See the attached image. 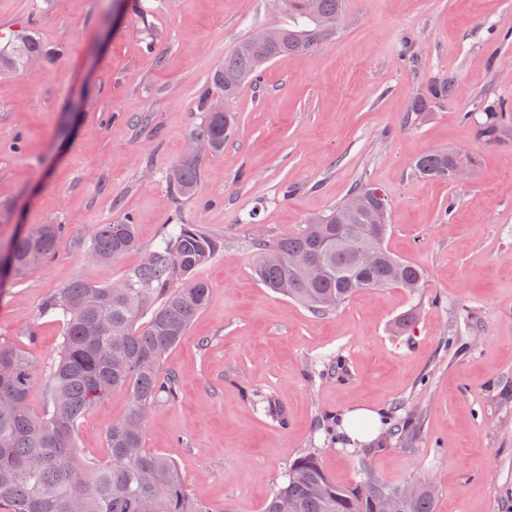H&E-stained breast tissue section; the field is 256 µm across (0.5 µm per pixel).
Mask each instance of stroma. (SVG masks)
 <instances>
[{
  "label": "stroma",
  "instance_id": "1",
  "mask_svg": "<svg viewBox=\"0 0 512 512\" xmlns=\"http://www.w3.org/2000/svg\"><path fill=\"white\" fill-rule=\"evenodd\" d=\"M112 2L0 0V37L33 32L54 53L0 78V240L66 227L54 258L0 287V339L44 370L63 331L40 316L44 299L76 279L118 281L170 225H202L224 250L199 269L208 304L164 359L178 396L145 428L191 493L264 512L312 449L345 485L364 462L392 484L433 481L436 512H512V0H348L335 35L225 101L236 132L181 198L165 175L200 121L199 90L237 42L286 17L275 0H148L145 18L131 0L112 17ZM438 78L448 98L409 120ZM481 100L506 114L490 143ZM443 149L477 152L467 183L413 177L417 156ZM362 182L388 195L387 246L424 271L423 288L361 291L318 314L256 280L255 235L296 231ZM126 215L140 251L92 260L97 226ZM271 400L287 425L268 417ZM128 404L117 390L80 419L87 458L108 460ZM356 406L383 414L373 445L329 433ZM410 413L420 430L392 437Z\"/></svg>",
  "mask_w": 512,
  "mask_h": 512
}]
</instances>
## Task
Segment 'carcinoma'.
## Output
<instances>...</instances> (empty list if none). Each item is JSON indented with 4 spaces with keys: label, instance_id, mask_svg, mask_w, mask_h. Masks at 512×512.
Masks as SVG:
<instances>
[{
    "label": "carcinoma",
    "instance_id": "1",
    "mask_svg": "<svg viewBox=\"0 0 512 512\" xmlns=\"http://www.w3.org/2000/svg\"><path fill=\"white\" fill-rule=\"evenodd\" d=\"M288 16L273 44H259L246 37L224 56V64L210 76L198 95L203 112L188 139L210 144L211 155L224 150L233 128L231 113L210 109L215 88L224 99L236 97L239 88L224 87V73L232 72L246 83L260 68L285 55L313 49L336 31V18L345 13V0H279ZM48 57L44 44L28 34L0 47V71L13 72L29 59ZM450 83L435 81L430 97L415 101L411 112L428 111L430 102L448 98ZM479 137H500L501 113L483 108ZM457 164L476 168L473 153L430 150L413 163L414 176L448 181ZM203 160L181 157L166 173L176 197L193 195L198 187ZM369 183L354 188L364 197L353 209L345 201L330 213L307 220L296 232L278 237H259L255 276L274 292L305 303L313 311H331L361 290L401 288L413 292L423 287L424 271L393 254L386 245L390 200L370 195ZM382 249L380 262L361 268L349 248H336V235L373 224ZM65 234L62 224H42L18 233L3 254L7 275L17 279L33 265L59 250ZM139 249L136 224L129 217L100 224L88 245V255L99 261L117 262ZM224 250V239L198 224H173L161 236L148 257L125 270L120 280L94 285L75 280L48 297L40 314L62 319L64 331L58 359L43 375L45 399L35 414L29 396L35 382V364L20 347L0 342V512H226L205 505L184 488L175 461L144 448L145 415L162 399L172 401L180 388L173 372L162 371L166 354L186 335L196 316L208 303V289L196 272ZM295 255L322 261L323 273L310 282L289 267ZM127 393L124 416L107 430L110 459L88 462L76 444L79 420L109 391ZM398 487L370 473L353 485H343L324 469L315 451L307 450L288 465L286 480L273 494L266 512H281L288 501L298 512H381V498ZM436 492L427 481L419 484L409 512H435Z\"/></svg>",
    "mask_w": 512,
    "mask_h": 512
}]
</instances>
